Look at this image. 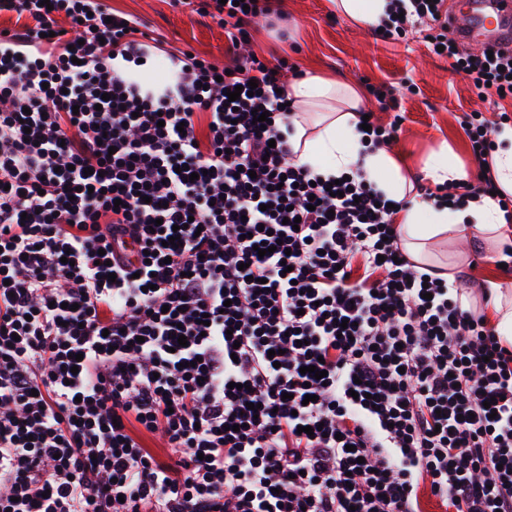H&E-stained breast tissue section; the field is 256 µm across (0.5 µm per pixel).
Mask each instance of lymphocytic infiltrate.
Listing matches in <instances>:
<instances>
[{
	"label": "lymphocytic infiltrate",
	"instance_id": "f902f5d3",
	"mask_svg": "<svg viewBox=\"0 0 512 512\" xmlns=\"http://www.w3.org/2000/svg\"><path fill=\"white\" fill-rule=\"evenodd\" d=\"M391 3L383 38L428 25L512 98V56L461 48L444 0ZM200 10L232 65L180 50L149 80L150 36L103 0H0V512H419L423 486L512 512V344L406 257L386 193L294 159L285 61L238 53L259 0ZM370 92L386 146L398 98ZM462 127L477 182L425 199L508 209L492 127Z\"/></svg>",
	"mask_w": 512,
	"mask_h": 512
}]
</instances>
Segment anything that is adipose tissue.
<instances>
[{"instance_id":"1","label":"adipose tissue","mask_w":512,"mask_h":512,"mask_svg":"<svg viewBox=\"0 0 512 512\" xmlns=\"http://www.w3.org/2000/svg\"><path fill=\"white\" fill-rule=\"evenodd\" d=\"M287 94L296 111L307 112L316 107L325 110L314 134L304 140L296 139L299 161L312 165L325 176L361 169L381 190L402 200L404 206L396 221L413 260L424 259L426 240L452 230L462 231L467 225L491 239H505L507 224L497 202L487 198L475 200L465 209L451 212L412 194V185L396 159L386 150L364 142L357 131L361 96L355 87L313 76L291 82Z\"/></svg>"}]
</instances>
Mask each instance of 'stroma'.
<instances>
[{
	"mask_svg": "<svg viewBox=\"0 0 512 512\" xmlns=\"http://www.w3.org/2000/svg\"><path fill=\"white\" fill-rule=\"evenodd\" d=\"M105 4L137 20L142 29L168 50L191 49L207 59L229 65L224 29L197 12L195 6L172 5L171 0H104ZM270 14L260 16L250 28L249 51L259 58L286 59L289 67L303 76L339 80L363 94V109L377 104L369 86L387 84L401 90L405 120L388 150L406 177L424 176L431 153L444 150L458 161L468 177H475V163L460 121L464 114L480 112L491 122L501 114L512 117V100L489 105L477 97L470 84L451 70L447 59L433 54L421 29L396 39H382L339 14L332 0H268ZM483 260L473 264L465 285L467 301L477 309L489 310L482 287L497 282L512 290V273L504 272L492 260L485 243L457 235L431 245L434 260L472 263L474 251Z\"/></svg>",
	"mask_w": 512,
	"mask_h": 512,
	"instance_id": "stroma-1",
	"label": "stroma"
}]
</instances>
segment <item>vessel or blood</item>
I'll return each instance as SVG.
<instances>
[{"label":"vessel or blood","instance_id":"b4317fda","mask_svg":"<svg viewBox=\"0 0 512 512\" xmlns=\"http://www.w3.org/2000/svg\"><path fill=\"white\" fill-rule=\"evenodd\" d=\"M448 32L461 45L475 41L512 49V0H466L464 11L449 10Z\"/></svg>","mask_w":512,"mask_h":512}]
</instances>
